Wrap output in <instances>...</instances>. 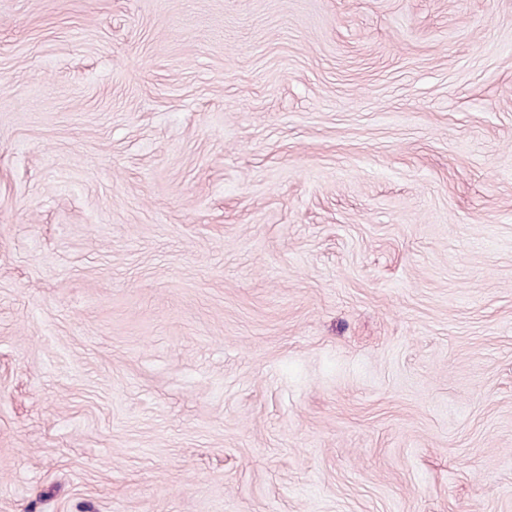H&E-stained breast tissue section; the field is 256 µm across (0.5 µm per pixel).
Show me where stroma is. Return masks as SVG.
Wrapping results in <instances>:
<instances>
[{"mask_svg":"<svg viewBox=\"0 0 512 512\" xmlns=\"http://www.w3.org/2000/svg\"><path fill=\"white\" fill-rule=\"evenodd\" d=\"M0 512H512V0H0Z\"/></svg>","mask_w":512,"mask_h":512,"instance_id":"stroma-1","label":"stroma"}]
</instances>
